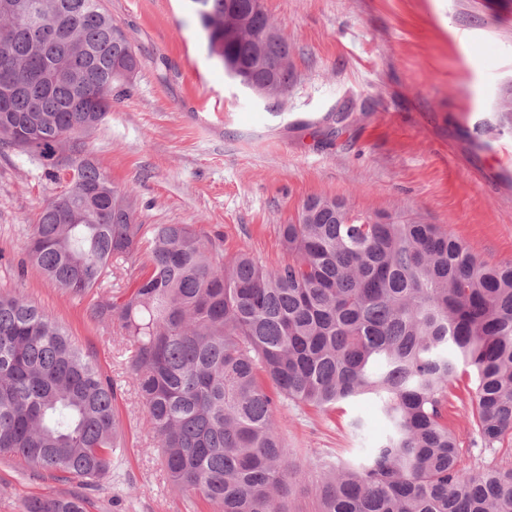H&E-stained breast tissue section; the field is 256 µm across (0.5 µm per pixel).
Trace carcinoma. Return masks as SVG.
<instances>
[{
	"label": "carcinoma",
	"mask_w": 512,
	"mask_h": 512,
	"mask_svg": "<svg viewBox=\"0 0 512 512\" xmlns=\"http://www.w3.org/2000/svg\"><path fill=\"white\" fill-rule=\"evenodd\" d=\"M42 5L58 39L36 40L24 20ZM198 14L224 60L276 80L259 54L289 59L283 37L258 45L228 35L234 8L248 27L273 26L260 0H201ZM139 60L100 0H0V149L31 152L61 180L57 153L79 186L39 213L28 258L74 298L104 287L112 263L146 261L123 294L90 317L128 342L127 374L159 437L167 475L219 512H285L301 471L275 424L278 404L326 413L375 398L390 433L359 468L326 465L320 512H512V468H458L448 430V384L461 360L476 377L475 426L488 447L512 439V263L490 266L435 224L355 216L342 199L312 196L280 225L288 261L259 266L248 249L221 259L189 224L139 223L128 191L91 157L85 135ZM32 121L36 138L9 130ZM112 379L56 320L0 297V456L94 487L121 457ZM24 512H85L79 496L32 498Z\"/></svg>",
	"instance_id": "cac0c4a2"
}]
</instances>
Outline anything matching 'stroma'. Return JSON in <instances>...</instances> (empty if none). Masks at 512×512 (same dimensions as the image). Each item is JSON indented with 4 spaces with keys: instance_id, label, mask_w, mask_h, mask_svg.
I'll return each instance as SVG.
<instances>
[{
    "instance_id": "35a3bbf8",
    "label": "stroma",
    "mask_w": 512,
    "mask_h": 512,
    "mask_svg": "<svg viewBox=\"0 0 512 512\" xmlns=\"http://www.w3.org/2000/svg\"><path fill=\"white\" fill-rule=\"evenodd\" d=\"M140 66L85 138L130 191L142 224H189L223 256L285 260L280 227L311 196L440 225L490 264L512 262V124L496 103L512 83V0H263L292 47L295 78L277 107L225 75L193 0H101ZM346 110L337 123L338 110ZM35 155L0 151V294L51 314L117 387L124 448L97 488L0 456V512L34 496L86 497V512H213L166 476L158 440L130 381L118 327L89 300L49 284L26 261L42 206L59 195ZM475 376L458 364L448 424L465 471L512 467V445L486 447L471 422ZM278 432L302 469L287 506L318 512L316 463L356 468L388 427L373 399L319 414L279 405Z\"/></svg>"
}]
</instances>
